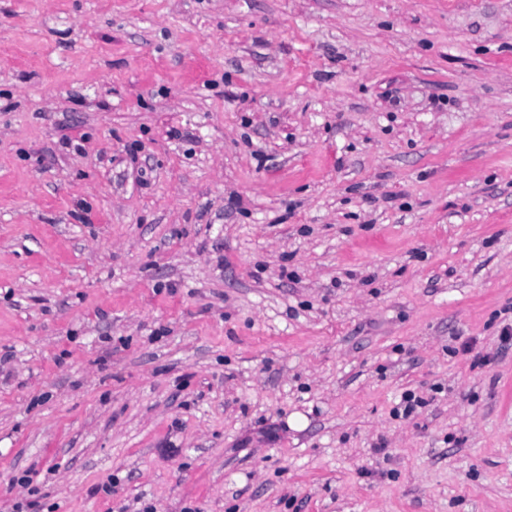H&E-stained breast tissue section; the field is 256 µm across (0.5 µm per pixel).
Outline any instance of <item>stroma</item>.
Returning a JSON list of instances; mask_svg holds the SVG:
<instances>
[{
	"label": "stroma",
	"instance_id": "35a3bbf8",
	"mask_svg": "<svg viewBox=\"0 0 512 512\" xmlns=\"http://www.w3.org/2000/svg\"><path fill=\"white\" fill-rule=\"evenodd\" d=\"M507 325L512 0H0V512H512Z\"/></svg>",
	"mask_w": 512,
	"mask_h": 512
}]
</instances>
